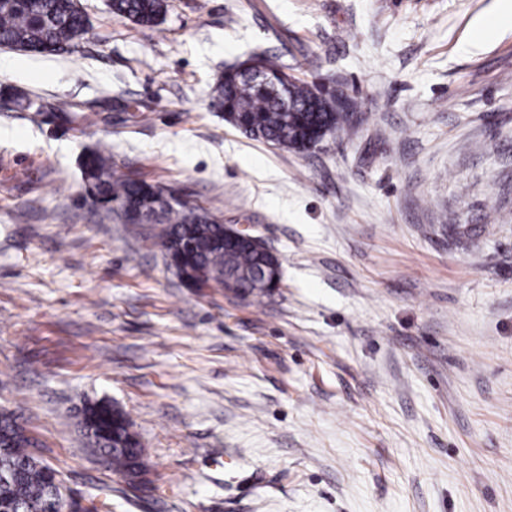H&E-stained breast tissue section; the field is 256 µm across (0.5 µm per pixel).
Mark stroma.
<instances>
[{
    "mask_svg": "<svg viewBox=\"0 0 512 512\" xmlns=\"http://www.w3.org/2000/svg\"><path fill=\"white\" fill-rule=\"evenodd\" d=\"M67 54L0 48V410L102 512H512V22L500 0H81ZM255 53L311 62L350 131L297 153L210 104ZM73 109L61 117L54 107ZM274 251L262 301L180 283L80 160ZM127 415L128 489L76 411ZM112 14L141 26H157L167 13V0H110Z\"/></svg>",
    "mask_w": 512,
    "mask_h": 512,
    "instance_id": "stroma-1",
    "label": "stroma"
}]
</instances>
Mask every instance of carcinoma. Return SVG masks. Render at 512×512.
I'll use <instances>...</instances> for the list:
<instances>
[{"mask_svg": "<svg viewBox=\"0 0 512 512\" xmlns=\"http://www.w3.org/2000/svg\"><path fill=\"white\" fill-rule=\"evenodd\" d=\"M111 12L141 26H157L167 13V0H109ZM88 17L76 0H0V46L44 54L71 50L87 31ZM264 75L257 82L233 65L210 86L211 104L224 120L247 135L304 152L322 138L349 126L355 104L320 89L317 76L301 79L281 60L255 53ZM88 195L108 212L119 210L127 224H151L156 246L175 265L186 288L209 282L261 302L269 289L255 279L257 270L278 258L246 238L224 245V225L177 199H162V189L143 180L118 175L111 157L91 151L82 160ZM87 447L105 457L112 472L127 483L146 472L143 449L124 411L111 401H86L78 413ZM36 440L11 412H0V512H90L75 497H66L57 472L34 454Z\"/></svg>", "mask_w": 512, "mask_h": 512, "instance_id": "cac0c4a2", "label": "carcinoma"}]
</instances>
